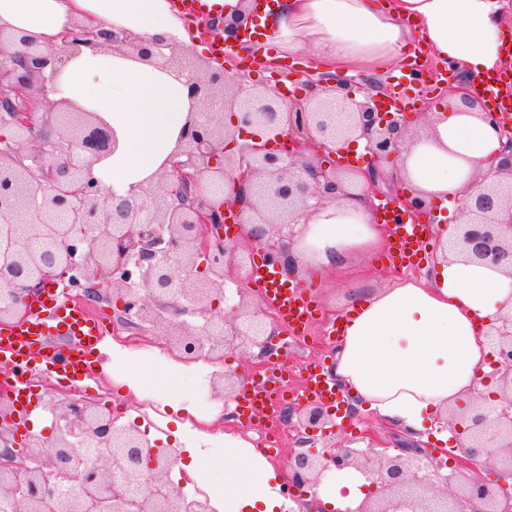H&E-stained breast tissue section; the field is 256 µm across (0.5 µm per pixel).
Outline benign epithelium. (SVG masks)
<instances>
[{
    "instance_id": "1",
    "label": "benign epithelium",
    "mask_w": 512,
    "mask_h": 512,
    "mask_svg": "<svg viewBox=\"0 0 512 512\" xmlns=\"http://www.w3.org/2000/svg\"><path fill=\"white\" fill-rule=\"evenodd\" d=\"M253 23L252 15L241 13L224 29L232 30L236 42ZM98 39L114 50L132 49L161 67L188 70L192 91L203 90L208 99L237 113L234 125H224L216 112L190 122L163 172L141 193L104 195L91 167L114 150L112 129L64 100H47L42 78L48 64L61 63ZM16 42L24 50H6ZM229 62L195 63L177 43L142 46L123 32L81 30L46 50L0 29V126L14 130L12 139H0V182L16 178L9 196L0 193V224H30L43 244L34 248L27 239L9 238L7 258L0 264V325L25 321L33 297L59 279L87 301L107 285L123 300L124 323L164 331L170 350L185 361L199 356L205 340L212 360L234 345L257 347L264 354L271 350L275 333L267 331L268 314L248 291L241 234L264 250V261L280 275L297 276L296 267L283 262L296 243L295 217L350 195L344 177L353 174L339 160L327 165L308 157L316 151L342 157L349 145L365 139L370 165L364 197L372 200L384 180L380 165L408 151L413 141L407 137L405 113L381 108L380 90L358 100L346 92L345 78L324 84L321 75L306 82L321 95L291 98L244 85ZM37 97L48 104L42 122L49 132L36 131L39 113L32 103ZM461 102L485 112L506 142L496 154L498 163L468 183L467 219L459 225L456 250L468 260L490 261L511 278L512 126L500 114L484 111L467 92ZM246 127L259 130L263 142L226 153ZM396 200L404 213L431 207L420 196L401 193ZM229 282L239 301L215 315V303L224 298ZM189 312L208 315L205 335L181 320ZM489 336L506 406L493 415L480 406L472 411V435L463 454L468 466L487 455L496 479L463 476L451 492H437L429 469L443 468L440 457L423 448L394 457L367 448L321 455L298 451L289 462L291 481L307 484L330 463L355 462L373 486L359 512H397L402 504L411 512H462L472 505L478 512H512V316L499 318ZM211 389L215 397L229 399L237 381L217 374ZM48 409L66 427L57 434L53 453L43 456L39 440L25 463L10 448L0 451V512H54L59 505L64 512H212L208 498L189 501L169 480L171 457L149 448L137 431L115 426L94 403L74 398L50 403ZM283 417L309 431L331 422V413L317 401Z\"/></svg>"
}]
</instances>
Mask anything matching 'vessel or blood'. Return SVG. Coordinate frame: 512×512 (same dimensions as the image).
<instances>
[{
	"label": "vessel or blood",
	"mask_w": 512,
	"mask_h": 512,
	"mask_svg": "<svg viewBox=\"0 0 512 512\" xmlns=\"http://www.w3.org/2000/svg\"><path fill=\"white\" fill-rule=\"evenodd\" d=\"M420 62L413 61L394 77L396 92L390 97L391 107L405 108L414 101L415 75L422 71ZM487 107L512 116V74L504 72L488 76L475 87ZM382 220L391 224L390 261L408 266L421 260V253L432 234L431 225L397 216L390 200L377 205ZM252 282L265 304L273 309L296 338H304L314 322L317 304L306 287L289 284L265 263L255 264ZM107 326L97 316L86 314L81 308L67 304L56 289H48L30 320L8 331H0V358L32 360L36 371L62 372L65 379L79 376L90 378L93 356ZM288 392V366L280 363L261 380L247 382L240 392L236 408L246 419L264 414L272 415L278 399ZM299 397L325 403H335L336 384L329 378L323 365L307 367Z\"/></svg>",
	"instance_id": "obj_1"
}]
</instances>
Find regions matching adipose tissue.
Listing matches in <instances>:
<instances>
[{
  "label": "adipose tissue",
  "mask_w": 512,
  "mask_h": 512,
  "mask_svg": "<svg viewBox=\"0 0 512 512\" xmlns=\"http://www.w3.org/2000/svg\"><path fill=\"white\" fill-rule=\"evenodd\" d=\"M503 0H277L262 25L288 49L313 48L335 70L373 71L401 60L408 46L405 20H415L430 55L448 63L471 85L504 70L500 37ZM122 29L146 45L177 42L193 47L171 0H0V28L49 48L75 25ZM48 88L70 105L91 111L113 130L118 146L95 162L92 174L105 195L126 197L155 179L175 151L182 127L198 117L202 96H191L187 71L161 68L131 51L82 47L45 67ZM500 147L487 120L465 111L458 97L433 107L421 140L398 168L403 188L462 204L466 183ZM379 226L361 197L309 212L291 252L303 269L338 271L357 251L380 249ZM342 324L331 376L352 410L413 431L432 423L440 443L451 436L446 419L458 400L476 394L499 400L488 339L491 325L512 310V278L492 264L441 258L421 280L395 283L370 297L356 296ZM97 350L102 371L137 400L167 405L177 415L175 439L190 461L185 471L203 483L224 512H282L283 472L264 450L232 428L208 431L212 419L185 399L181 367L167 359L145 366L135 350L107 338ZM218 443L223 457L201 452ZM224 472L223 486L206 483L208 471ZM312 486L324 512H358L371 481L349 465L328 469Z\"/></svg>",
  "instance_id": "1"
}]
</instances>
